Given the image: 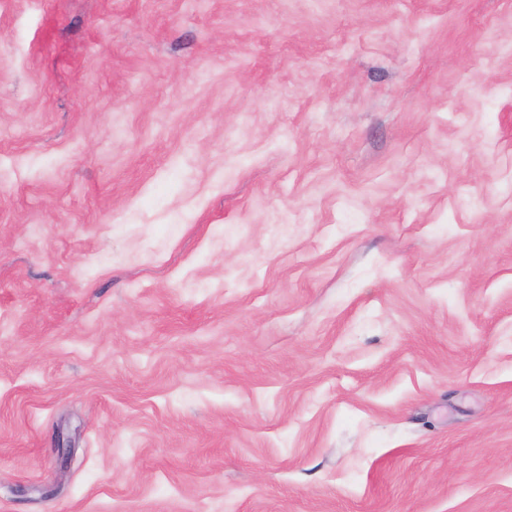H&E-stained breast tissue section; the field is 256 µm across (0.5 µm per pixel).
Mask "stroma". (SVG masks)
Instances as JSON below:
<instances>
[{"label":"stroma","mask_w":512,"mask_h":512,"mask_svg":"<svg viewBox=\"0 0 512 512\" xmlns=\"http://www.w3.org/2000/svg\"><path fill=\"white\" fill-rule=\"evenodd\" d=\"M0 512H512V0H0Z\"/></svg>","instance_id":"35a3bbf8"}]
</instances>
